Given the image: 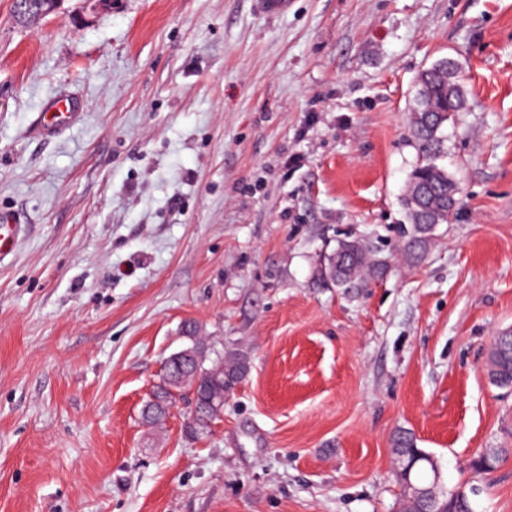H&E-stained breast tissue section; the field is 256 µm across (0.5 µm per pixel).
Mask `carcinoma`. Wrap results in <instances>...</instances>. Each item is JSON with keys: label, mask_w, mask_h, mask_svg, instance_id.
<instances>
[{"label": "carcinoma", "mask_w": 512, "mask_h": 512, "mask_svg": "<svg viewBox=\"0 0 512 512\" xmlns=\"http://www.w3.org/2000/svg\"><path fill=\"white\" fill-rule=\"evenodd\" d=\"M465 106L463 86L456 62L441 59L424 69L416 81V93L410 113V134L417 149V161L410 173L408 187L403 198L406 216H419V222L410 223L402 245V252L412 263L419 262L438 225L448 224L454 216L459 188L448 170L438 164L444 153L442 128L455 113ZM385 262L373 253L363 239L347 238L337 241L331 253L324 256L318 268L321 280L340 288H366L383 275ZM191 334L195 362L181 367L170 366L174 381L159 391V397L172 405L180 392L195 388V417L193 428L199 433L209 432L206 419L210 418L212 405L224 401L228 383L241 379L247 369V357L238 352L217 356L209 367L204 366L210 347L206 339L195 335V328L187 326ZM487 374L492 385L512 390V333H501L488 357ZM393 447L405 454L414 465L423 462L415 455L422 452L413 435L400 432L393 439ZM503 449L484 448L474 460L476 473L492 472L500 461ZM402 512H484L475 497L459 498L453 489L438 488L422 503L400 499Z\"/></svg>", "instance_id": "obj_1"}]
</instances>
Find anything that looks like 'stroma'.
I'll return each mask as SVG.
<instances>
[{
    "instance_id": "stroma-1",
    "label": "stroma",
    "mask_w": 512,
    "mask_h": 512,
    "mask_svg": "<svg viewBox=\"0 0 512 512\" xmlns=\"http://www.w3.org/2000/svg\"><path fill=\"white\" fill-rule=\"evenodd\" d=\"M79 0L26 25L0 0V512H396L392 440L512 512V0ZM462 69L444 128L456 217L399 249L420 72ZM77 117L55 134L40 113ZM363 238L368 288L319 262ZM194 325L238 349L224 417L140 411ZM484 448L494 472L470 469ZM17 225L16 221L0 215V261L15 251L18 238L14 229ZM511 331L496 336V345L488 357L487 374L492 385L512 390V346Z\"/></svg>"
}]
</instances>
